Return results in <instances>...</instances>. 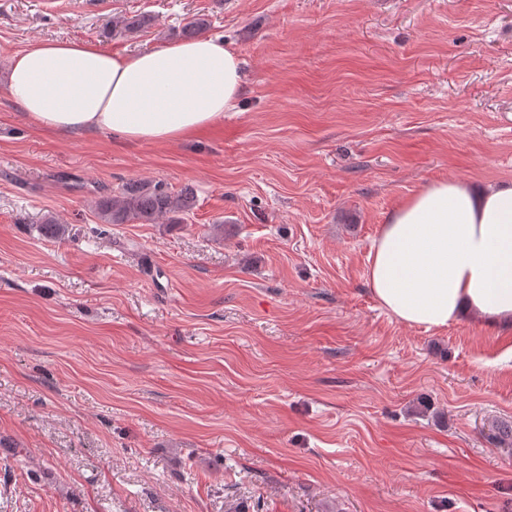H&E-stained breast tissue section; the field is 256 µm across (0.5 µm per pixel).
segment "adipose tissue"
I'll return each mask as SVG.
<instances>
[{
  "label": "adipose tissue",
  "instance_id": "ef3b65f1",
  "mask_svg": "<svg viewBox=\"0 0 512 512\" xmlns=\"http://www.w3.org/2000/svg\"><path fill=\"white\" fill-rule=\"evenodd\" d=\"M242 83L239 56L216 38L126 54L67 40L13 56L7 88L37 127L140 144L196 137L235 108ZM368 283L409 326L442 329L468 316L512 328V186L427 183L388 215Z\"/></svg>",
  "mask_w": 512,
  "mask_h": 512
}]
</instances>
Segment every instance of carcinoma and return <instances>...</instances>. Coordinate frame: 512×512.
<instances>
[{
	"mask_svg": "<svg viewBox=\"0 0 512 512\" xmlns=\"http://www.w3.org/2000/svg\"><path fill=\"white\" fill-rule=\"evenodd\" d=\"M151 18L145 15L117 17L112 19V30L136 33L149 25ZM207 30V20L195 18L187 22L179 31L186 38H196ZM196 199L191 188L178 193L171 192L161 181L131 180L122 185L116 195H102L96 203V211L105 224H155L167 219L171 224L181 221L195 207ZM40 234L47 239H59L65 235V226L48 216L39 225Z\"/></svg>",
	"mask_w": 512,
	"mask_h": 512,
	"instance_id": "carcinoma-1",
	"label": "carcinoma"
}]
</instances>
